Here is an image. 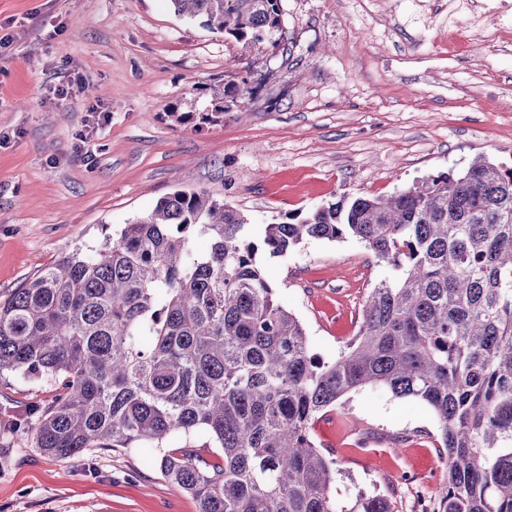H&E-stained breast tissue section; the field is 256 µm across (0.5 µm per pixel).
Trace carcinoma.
<instances>
[{"instance_id": "1", "label": "carcinoma", "mask_w": 512, "mask_h": 512, "mask_svg": "<svg viewBox=\"0 0 512 512\" xmlns=\"http://www.w3.org/2000/svg\"><path fill=\"white\" fill-rule=\"evenodd\" d=\"M169 2L246 50L281 28V0ZM239 93L228 82L205 109L171 116L216 124ZM247 225L223 200L178 189L0 302V373L55 385L17 433L58 460L152 445L197 512H394L386 494L339 506L336 459L311 432L379 385L436 416L446 478L432 512H512V168L478 157L389 197L267 224L257 240ZM345 236L395 276L369 292L355 339L321 362L257 254ZM197 432L207 452L169 447Z\"/></svg>"}]
</instances>
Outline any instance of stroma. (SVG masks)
<instances>
[{"instance_id": "35a3bbf8", "label": "stroma", "mask_w": 512, "mask_h": 512, "mask_svg": "<svg viewBox=\"0 0 512 512\" xmlns=\"http://www.w3.org/2000/svg\"><path fill=\"white\" fill-rule=\"evenodd\" d=\"M454 8L281 0L280 31L250 52L167 0H0V302L179 187L224 198L257 239L288 215L387 196L479 156L512 167V49H497L495 16L470 29ZM229 80L244 93L222 122L175 120ZM257 260L324 361L393 275L350 236ZM53 388L0 374V512H197L150 445L60 461L20 439L16 422ZM437 430L425 404L379 386L312 425L336 460L337 498L389 493L396 512L438 500Z\"/></svg>"}]
</instances>
